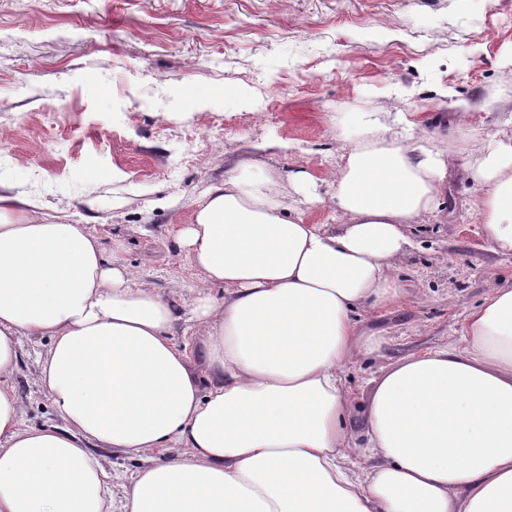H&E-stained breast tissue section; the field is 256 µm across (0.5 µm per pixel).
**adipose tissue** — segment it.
I'll return each instance as SVG.
<instances>
[{
  "mask_svg": "<svg viewBox=\"0 0 512 512\" xmlns=\"http://www.w3.org/2000/svg\"><path fill=\"white\" fill-rule=\"evenodd\" d=\"M360 135L332 176L338 223L286 211L272 178L230 175L194 202L175 236L224 288L191 302L196 361L169 299L87 225L0 192V512H112L93 445L145 460L122 512H512V284L469 312L463 348L390 365L363 408L345 390L343 368L383 342L354 315L402 298L407 229L448 176L446 142H406L376 117ZM467 173L485 239L512 253V137ZM25 336L49 340L38 380L63 426L21 423Z\"/></svg>",
  "mask_w": 512,
  "mask_h": 512,
  "instance_id": "ef3b65f1",
  "label": "adipose tissue"
}]
</instances>
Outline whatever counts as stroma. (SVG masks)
Instances as JSON below:
<instances>
[{"mask_svg":"<svg viewBox=\"0 0 512 512\" xmlns=\"http://www.w3.org/2000/svg\"><path fill=\"white\" fill-rule=\"evenodd\" d=\"M511 70L512 0H0V189L89 225L169 294L182 344L203 281L170 231L204 189L272 175L284 206L332 224L327 177L369 113L403 137L447 138L439 207L409 227L415 248L396 272L403 300L356 314L361 333L386 339L344 371L360 405L383 368L462 346L468 312L512 284V255L485 240L466 172L478 149L512 137ZM247 156L255 166L237 169ZM302 171L314 178L303 190ZM48 344L25 337L18 350L29 427L63 423L37 379ZM94 454L121 499L141 459Z\"/></svg>","mask_w":512,"mask_h":512,"instance_id":"35a3bbf8","label":"stroma"}]
</instances>
